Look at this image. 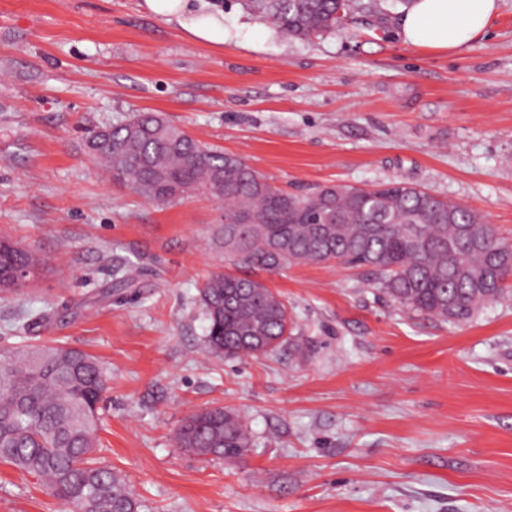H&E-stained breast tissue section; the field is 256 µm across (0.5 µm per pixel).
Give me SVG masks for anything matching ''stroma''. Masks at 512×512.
Segmentation results:
<instances>
[{
    "instance_id": "obj_1",
    "label": "stroma",
    "mask_w": 512,
    "mask_h": 512,
    "mask_svg": "<svg viewBox=\"0 0 512 512\" xmlns=\"http://www.w3.org/2000/svg\"><path fill=\"white\" fill-rule=\"evenodd\" d=\"M342 30L295 39L239 0H0V236L44 261L0 292V352L99 358L94 458L138 512H512V295L452 324L408 312L336 263L259 273L295 320L253 358L208 352L200 284L228 272L215 200L165 205L112 183L87 130L153 112L280 188L405 181L473 208L512 241V0L459 53L398 36L400 0H357ZM212 17L223 42L198 38ZM138 275L116 288V269ZM234 409V460L179 448ZM0 512H68L0 462ZM177 443L201 456L237 459L249 448L250 438L235 410L216 406L189 416L178 431Z\"/></svg>"
}]
</instances>
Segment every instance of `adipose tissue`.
<instances>
[{
  "mask_svg": "<svg viewBox=\"0 0 512 512\" xmlns=\"http://www.w3.org/2000/svg\"><path fill=\"white\" fill-rule=\"evenodd\" d=\"M499 0H410L398 34L425 51L458 52L490 28Z\"/></svg>",
  "mask_w": 512,
  "mask_h": 512,
  "instance_id": "obj_1",
  "label": "adipose tissue"
}]
</instances>
